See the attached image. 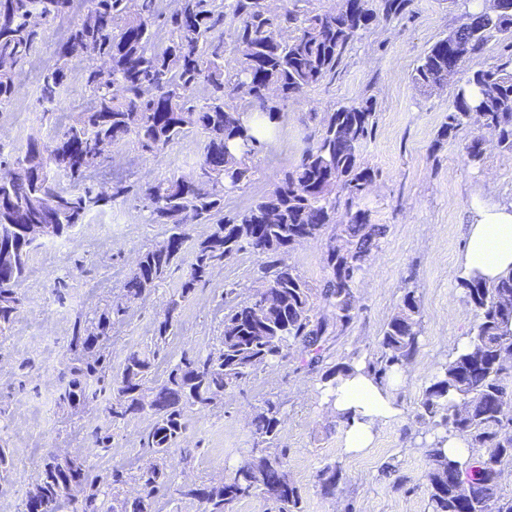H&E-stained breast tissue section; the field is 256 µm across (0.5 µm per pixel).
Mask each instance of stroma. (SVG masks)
Returning <instances> with one entry per match:
<instances>
[{"label": "stroma", "instance_id": "obj_1", "mask_svg": "<svg viewBox=\"0 0 512 512\" xmlns=\"http://www.w3.org/2000/svg\"><path fill=\"white\" fill-rule=\"evenodd\" d=\"M492 0H412L399 19L373 22L357 39L334 75L288 101L278 123V136L254 159L257 172L247 187L226 196V209L243 211L255 197L268 192L297 162L304 139L315 130L309 113L326 114L342 106L371 102L374 134L361 149L365 166L377 179L361 206L373 222L389 231L359 278L358 312L346 330L337 332L328 350L329 363L356 365L372 360L383 330L405 290L421 300L419 350L406 368L396 392L398 417L381 425L370 448L357 454L342 447V424L329 409L319 375L300 369L297 357L260 369L246 385L227 390L213 405L194 414L181 444L194 449L191 465L178 469L176 483H220L247 456L253 437L249 421L265 398L282 404L279 446L287 454L290 478L300 487L305 512H429L424 475L433 431L420 419L427 376L445 362L457 342L467 340L475 317L449 268L466 247L464 226L475 198L512 201V153L487 145L481 167L468 164L464 146L480 135L478 126L439 141L458 86L422 93L412 81L419 59L460 22L465 9L491 5ZM38 92L18 87L11 104L0 107V145L24 147L29 139L47 140L58 121L44 113ZM25 110L23 125L15 123L16 107ZM182 142L150 155L128 143L113 148L111 162L132 163L131 182L188 175L202 151L193 138L190 153ZM211 225L187 227L192 242L210 234ZM169 234L152 223L149 209L134 198H119L91 211L83 223L62 238L43 239L31 254L26 280L19 290L21 311L5 335H0V447L13 461L9 477L0 480V512H24L38 468L48 455L86 456L97 428H110V452L91 461L106 471L111 451L133 456L146 465L140 437L153 418L138 414L109 427L103 404L71 414L60 404V375L76 318L97 317L119 295L138 255L160 244ZM329 236L305 242L285 261L310 282L326 273ZM184 247L155 291L129 304L116 327L112 364L120 366L127 353L150 345L157 323L164 318L169 297L188 272L193 254ZM258 255L239 253L214 269L205 284L182 302L173 333L154 364L163 376L183 352H218L224 292L253 288ZM224 437V454L213 457L215 435ZM390 473H383L385 464ZM339 465L341 479L334 495H323L319 471Z\"/></svg>", "mask_w": 512, "mask_h": 512}]
</instances>
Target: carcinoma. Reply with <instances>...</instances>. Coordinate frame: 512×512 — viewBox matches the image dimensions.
Masks as SVG:
<instances>
[{
    "label": "carcinoma",
    "mask_w": 512,
    "mask_h": 512,
    "mask_svg": "<svg viewBox=\"0 0 512 512\" xmlns=\"http://www.w3.org/2000/svg\"><path fill=\"white\" fill-rule=\"evenodd\" d=\"M89 2L87 13L71 25L67 41L73 52L89 58L84 87L94 106L76 113L48 142L30 139L7 154L0 146V252L23 249L15 281L0 283V335L19 313V288L37 246L22 241V225L42 220L40 201L62 200V210L53 216L62 237L91 210L129 194L124 180L106 188L61 186L62 176L76 184L85 172L108 168L95 148L101 138L114 145L132 141L156 154L189 135L201 136L203 150L195 166L199 192L181 195L177 178L170 177L136 185L135 195L150 210L152 223L167 224L172 233L185 236L192 223L212 224L214 231L194 244L190 271L155 327L153 350L129 352L115 371L108 345L87 347L89 326L80 318L74 322L71 365L61 374L59 402L76 411L104 400L114 426L143 411L151 413L152 426L141 442L156 463L138 472L131 465L114 466L104 476L78 455L51 457L39 470L26 508L35 512L45 504L46 512H158V496L172 490L198 512H233L236 503L253 497L263 499L271 512H304L301 489L286 470L285 451L269 452L278 447L282 424L277 400L265 399L251 421L254 443L247 465H238L219 486L173 487L170 453L193 414L209 407L226 387L246 384L259 368L288 359L294 348L301 367L321 373L326 382L353 369L350 364L326 368L324 362L330 337L355 318L358 277L388 232L387 225L372 223L369 211L359 207L377 177L360 155L373 133L371 102L341 106L322 118L297 164L244 212L224 213V197L253 180L257 167L252 159L276 136L285 104L336 73L352 41L377 14L400 18L411 0H378L376 10L355 0L343 12L300 6L310 0H283L277 13L267 12L260 0H180L178 10L167 14L159 12L157 0H140L136 15L127 11L126 0ZM73 3L0 0V106L11 101L16 68L43 32L28 23L29 16L38 13L48 24L69 15ZM229 22L235 42L248 44V53L228 50L224 27ZM156 23L168 33L162 49L154 41ZM451 36L468 59L498 41L505 61L467 77L448 107L441 139L476 124L512 153V0H501L493 13L466 11ZM445 42L434 43L414 70L412 80L424 92L448 80ZM100 60L112 65L110 85L98 79ZM68 66L69 58L55 52L42 75L39 105L53 109L61 102ZM199 84L208 89L202 102L193 97ZM484 154L482 136L466 146L472 164L482 162ZM342 204L347 220L338 224L336 210ZM331 225L345 249L327 250L322 280L312 284L295 268L281 266L284 242L300 236L318 239ZM228 245L259 255L257 275L273 276L274 286L247 296L227 290L219 353L186 352L165 377L156 378L154 360L172 334L175 313L224 261ZM176 258L159 245L142 252L139 262L154 277L142 278L136 288L123 287L121 297L98 318L102 331L122 322L127 304L151 292ZM460 287L475 325L465 347L433 370L421 401V419L440 431L429 449L428 505L431 512H487L491 502L494 512H512V499H505L499 488L503 467L512 464V392L503 383L512 371L505 363L512 357V275L489 285L465 280ZM319 306L331 310L332 320L318 315ZM421 318L420 300L409 289L386 324L378 356L367 363L375 377L385 381L412 362ZM450 436L480 452L464 465L441 456L439 445ZM340 476L336 466L320 470L323 495H334ZM131 478L140 486L134 498L124 494ZM73 481L79 482L78 497L67 490Z\"/></svg>",
    "instance_id": "obj_1"
}]
</instances>
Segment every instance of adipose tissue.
Returning a JSON list of instances; mask_svg holds the SVG:
<instances>
[{"instance_id": "ef3b65f1", "label": "adipose tissue", "mask_w": 512, "mask_h": 512, "mask_svg": "<svg viewBox=\"0 0 512 512\" xmlns=\"http://www.w3.org/2000/svg\"><path fill=\"white\" fill-rule=\"evenodd\" d=\"M466 235V248L450 268V277L492 283L512 274V202L474 200ZM401 382L398 373L378 382L364 366L357 365L338 376L335 386L326 387L332 413L344 422L346 452L370 447L378 426L399 415L395 393Z\"/></svg>"}]
</instances>
